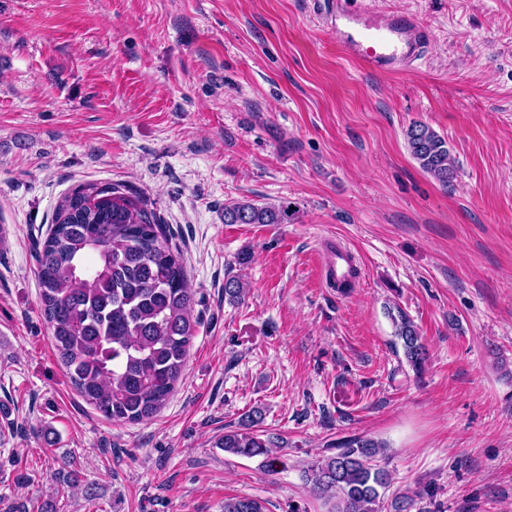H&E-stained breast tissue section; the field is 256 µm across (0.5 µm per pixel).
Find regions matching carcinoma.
Wrapping results in <instances>:
<instances>
[{"mask_svg":"<svg viewBox=\"0 0 512 512\" xmlns=\"http://www.w3.org/2000/svg\"><path fill=\"white\" fill-rule=\"evenodd\" d=\"M407 149L442 186L455 178L447 140L422 122L405 132ZM284 204L246 200L224 203L226 224H283ZM39 305L73 388L108 419L139 422L164 407L179 381L198 320L194 293L170 230L145 197L120 184L87 185L66 196L37 251ZM245 283L224 281V298L244 300ZM407 363L424 370L426 346L402 311L390 315ZM254 410L216 447L244 457H264L274 471L271 440ZM384 445L367 436L346 437L336 451L303 469L311 492L330 512H380L389 472L378 464ZM224 512H265L248 497L224 500Z\"/></svg>","mask_w":512,"mask_h":512,"instance_id":"1","label":"carcinoma"}]
</instances>
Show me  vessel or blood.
<instances>
[{"label": "vessel or blood", "instance_id": "1", "mask_svg": "<svg viewBox=\"0 0 512 512\" xmlns=\"http://www.w3.org/2000/svg\"><path fill=\"white\" fill-rule=\"evenodd\" d=\"M317 18L332 31L344 56L366 70L394 74L409 69L430 43V33L411 15L371 19L350 0H311Z\"/></svg>", "mask_w": 512, "mask_h": 512}]
</instances>
